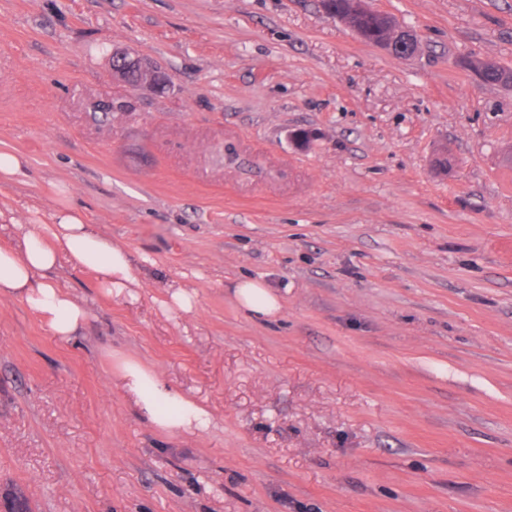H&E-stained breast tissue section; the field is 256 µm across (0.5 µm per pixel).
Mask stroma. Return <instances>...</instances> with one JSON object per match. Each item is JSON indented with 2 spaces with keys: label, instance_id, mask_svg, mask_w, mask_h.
<instances>
[{
  "label": "stroma",
  "instance_id": "obj_1",
  "mask_svg": "<svg viewBox=\"0 0 512 512\" xmlns=\"http://www.w3.org/2000/svg\"><path fill=\"white\" fill-rule=\"evenodd\" d=\"M364 2L413 56L320 0H0V151L25 160L0 246L67 204L140 282L110 295L60 263L88 311L68 341L0 298V492L33 512H512V88L465 65L512 67V0ZM116 49L166 88L115 76ZM249 278L275 318L237 305ZM175 288L191 311L166 308ZM127 360L210 426L155 431ZM324 9L349 26L365 42L379 45L395 37L400 26L387 13L359 11L352 0H322Z\"/></svg>",
  "mask_w": 512,
  "mask_h": 512
}]
</instances>
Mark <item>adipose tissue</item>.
<instances>
[{
	"mask_svg": "<svg viewBox=\"0 0 512 512\" xmlns=\"http://www.w3.org/2000/svg\"><path fill=\"white\" fill-rule=\"evenodd\" d=\"M17 231L20 248H0V298L22 299L59 338L73 336L88 317L83 305L46 277L60 260L90 270L99 288L109 293L139 285L128 250L92 231L75 210L62 208L53 223L21 224ZM235 297L242 308L258 316L271 317L281 309L278 296L258 280L240 282ZM120 380L139 412L160 432L202 429L210 422L206 407L138 362L124 363Z\"/></svg>",
	"mask_w": 512,
	"mask_h": 512,
	"instance_id": "adipose-tissue-1",
	"label": "adipose tissue"
}]
</instances>
